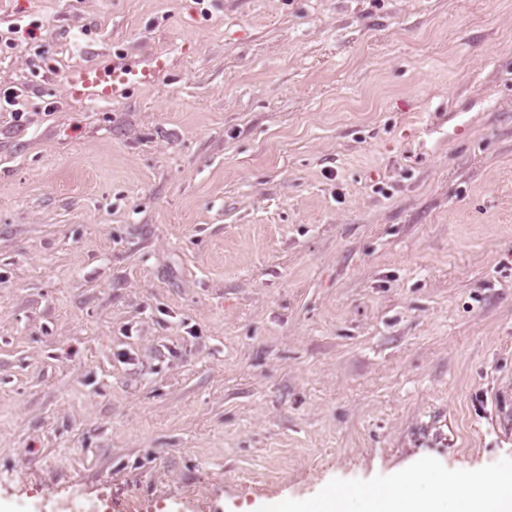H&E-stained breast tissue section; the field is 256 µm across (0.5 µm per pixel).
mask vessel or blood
Segmentation results:
<instances>
[{
  "label": "vessel or blood",
  "mask_w": 512,
  "mask_h": 512,
  "mask_svg": "<svg viewBox=\"0 0 512 512\" xmlns=\"http://www.w3.org/2000/svg\"><path fill=\"white\" fill-rule=\"evenodd\" d=\"M164 67L163 60L154 66L135 70L128 67L98 65L83 67L65 77L70 98L91 101H109L121 97L133 85L153 82Z\"/></svg>",
  "instance_id": "b4317fda"
}]
</instances>
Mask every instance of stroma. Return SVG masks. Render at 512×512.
<instances>
[{
    "label": "stroma",
    "instance_id": "obj_1",
    "mask_svg": "<svg viewBox=\"0 0 512 512\" xmlns=\"http://www.w3.org/2000/svg\"><path fill=\"white\" fill-rule=\"evenodd\" d=\"M507 409L512 0H0V512L489 478ZM164 66V61L158 58L154 66L141 70L117 65L83 67L66 75L67 94L79 100H115L131 85L153 82Z\"/></svg>",
    "mask_w": 512,
    "mask_h": 512
}]
</instances>
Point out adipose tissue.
<instances>
[{
	"label": "adipose tissue",
	"mask_w": 512,
	"mask_h": 512,
	"mask_svg": "<svg viewBox=\"0 0 512 512\" xmlns=\"http://www.w3.org/2000/svg\"><path fill=\"white\" fill-rule=\"evenodd\" d=\"M462 488L448 473L423 459L406 473L378 486H333L320 499L281 501L270 512H512V469L491 480L463 477Z\"/></svg>",
	"instance_id": "adipose-tissue-1"
}]
</instances>
